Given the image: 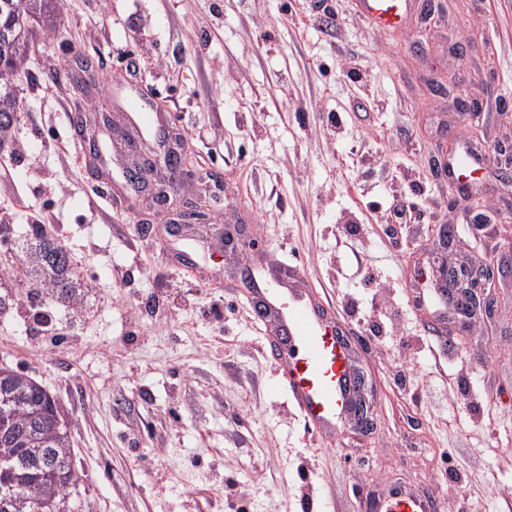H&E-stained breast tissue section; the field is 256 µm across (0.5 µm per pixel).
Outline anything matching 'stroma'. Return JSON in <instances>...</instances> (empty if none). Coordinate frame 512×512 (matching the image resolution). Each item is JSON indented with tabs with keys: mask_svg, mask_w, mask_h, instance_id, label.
I'll use <instances>...</instances> for the list:
<instances>
[{
	"mask_svg": "<svg viewBox=\"0 0 512 512\" xmlns=\"http://www.w3.org/2000/svg\"><path fill=\"white\" fill-rule=\"evenodd\" d=\"M417 2L385 30L355 0H62L56 27H36L13 78L0 203L15 242L33 212L53 215L44 231L83 291L37 319L26 282H1L20 303L0 316V363L66 416L76 512H227L229 498L245 512H358L395 478L437 493L440 512H512V278L493 320L441 336L407 292L438 256L512 268V185L499 182L512 160L491 150L512 140V0ZM83 56L102 81L81 96L68 67ZM465 94L480 111H458ZM79 110L164 113L196 170L173 194L223 178L209 223L173 236L159 213L143 236L113 187L131 155L102 138L92 177ZM469 151L485 158L471 175L478 226L443 172ZM237 224L249 249L225 244ZM256 253L304 267L338 310L372 430L319 436L273 391L263 330L232 287Z\"/></svg>",
	"mask_w": 512,
	"mask_h": 512,
	"instance_id": "obj_1",
	"label": "stroma"
}]
</instances>
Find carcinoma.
I'll use <instances>...</instances> for the list:
<instances>
[{
	"instance_id": "cac0c4a2",
	"label": "carcinoma",
	"mask_w": 512,
	"mask_h": 512,
	"mask_svg": "<svg viewBox=\"0 0 512 512\" xmlns=\"http://www.w3.org/2000/svg\"><path fill=\"white\" fill-rule=\"evenodd\" d=\"M59 11V0H0V131L16 113L12 77L23 69L33 23ZM28 281L45 288L55 303L70 304L80 294L67 254L56 240L36 230L26 250ZM79 482L68 423L27 372L0 366V512H70L69 496ZM35 484L31 499L18 488Z\"/></svg>"
}]
</instances>
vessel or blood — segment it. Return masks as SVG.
I'll list each match as a JSON object with an SVG mask.
<instances>
[{
	"instance_id": "1",
	"label": "vessel or blood",
	"mask_w": 512,
	"mask_h": 512,
	"mask_svg": "<svg viewBox=\"0 0 512 512\" xmlns=\"http://www.w3.org/2000/svg\"><path fill=\"white\" fill-rule=\"evenodd\" d=\"M364 17L378 27L402 22L409 0H359ZM132 124L162 140L158 113L135 112ZM258 318L271 323L268 350L273 360V387L312 431L334 436L352 413L355 374L349 345L336 321L333 305L306 288L298 265L256 264L239 283ZM362 512H438L439 499L405 482L380 496H366Z\"/></svg>"
}]
</instances>
